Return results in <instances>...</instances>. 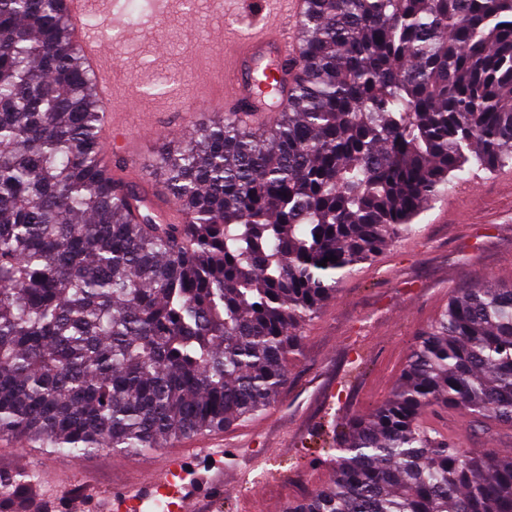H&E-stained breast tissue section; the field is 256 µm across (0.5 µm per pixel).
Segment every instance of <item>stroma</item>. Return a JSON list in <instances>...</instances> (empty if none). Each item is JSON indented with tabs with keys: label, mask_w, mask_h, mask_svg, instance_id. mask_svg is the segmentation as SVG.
I'll return each mask as SVG.
<instances>
[{
	"label": "stroma",
	"mask_w": 512,
	"mask_h": 512,
	"mask_svg": "<svg viewBox=\"0 0 512 512\" xmlns=\"http://www.w3.org/2000/svg\"><path fill=\"white\" fill-rule=\"evenodd\" d=\"M260 0H121L126 26L91 11L108 58L127 78L117 111L131 131L162 136L187 126L185 104L199 121L216 120L206 105L217 65L233 39L267 15ZM512 280V168H474L429 202L415 231L402 233L344 279L336 298L302 329V350L288 361L289 382L277 402L225 430L169 442L143 455L98 451L71 463L52 449L0 438V476L52 473L37 484L43 512H68L84 498L96 512L106 491L142 481L171 455L188 456L185 482L213 512H284L288 502L329 483L330 457L344 420L374 407L398 383L416 335L461 288ZM224 443V492L211 496L213 472L194 446ZM250 488H243V478Z\"/></svg>",
	"instance_id": "35a3bbf8"
}]
</instances>
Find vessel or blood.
I'll return each instance as SVG.
<instances>
[{
	"instance_id": "vessel-or-blood-1",
	"label": "vessel or blood",
	"mask_w": 512,
	"mask_h": 512,
	"mask_svg": "<svg viewBox=\"0 0 512 512\" xmlns=\"http://www.w3.org/2000/svg\"><path fill=\"white\" fill-rule=\"evenodd\" d=\"M89 6L90 0H65L75 42L97 82L101 98L108 103L112 100V87L121 75L105 62L98 36L86 25ZM298 54L299 48L289 27L283 26L273 32L251 27L245 37L233 44L229 53L230 67L217 72V93L211 102L213 109L223 110L226 102H233L237 108L236 121L252 124L255 116L266 112L269 101L281 104L287 99L291 63ZM101 138L104 154L108 157L136 154L142 146L141 140L135 139L127 131L125 122L112 111L104 115ZM141 191L144 206L163 212L167 222H181V213L166 211L161 184L142 186ZM183 467V461L175 458L167 462L164 471L151 474L145 488L110 491L99 502L101 512H122L130 502L141 508L159 496L184 501V486L178 481Z\"/></svg>"
}]
</instances>
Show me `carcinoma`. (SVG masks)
<instances>
[{
    "label": "carcinoma",
    "instance_id": "1",
    "mask_svg": "<svg viewBox=\"0 0 512 512\" xmlns=\"http://www.w3.org/2000/svg\"><path fill=\"white\" fill-rule=\"evenodd\" d=\"M308 3L276 121L158 155L184 217L163 224L103 176L61 0H0V436L75 462L256 416L359 264L470 166L512 167V0ZM449 412L512 438L511 282L450 296L285 512H512V451L459 447ZM37 481L0 478V512H33Z\"/></svg>",
    "mask_w": 512,
    "mask_h": 512
}]
</instances>
